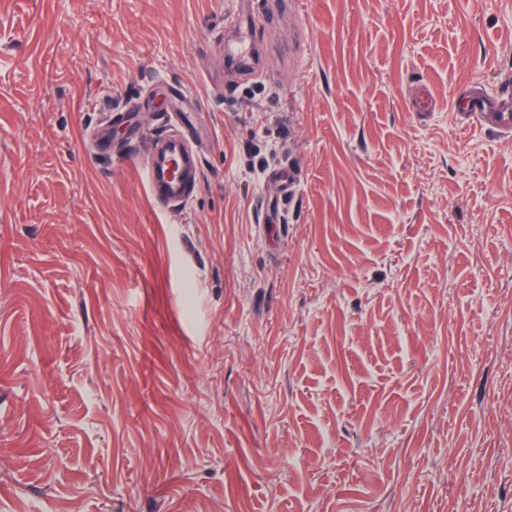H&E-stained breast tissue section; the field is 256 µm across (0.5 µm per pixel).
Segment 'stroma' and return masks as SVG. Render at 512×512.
<instances>
[{"label": "stroma", "instance_id": "obj_1", "mask_svg": "<svg viewBox=\"0 0 512 512\" xmlns=\"http://www.w3.org/2000/svg\"><path fill=\"white\" fill-rule=\"evenodd\" d=\"M252 7L0 0V512H512V0ZM229 29L230 34L218 44V48L224 53L225 74L240 81L251 75L258 49L252 40V25L248 18L242 19L239 15ZM455 110L466 120L489 124L501 131H512V97L507 93L491 98L478 91L457 99ZM145 178L152 197L158 202L183 203L189 197L187 187L196 184L197 156L186 141L177 137L148 139Z\"/></svg>", "mask_w": 512, "mask_h": 512}]
</instances>
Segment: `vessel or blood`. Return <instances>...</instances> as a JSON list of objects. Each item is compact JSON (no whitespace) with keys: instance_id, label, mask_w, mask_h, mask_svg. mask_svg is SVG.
Wrapping results in <instances>:
<instances>
[{"instance_id":"b4317fda","label":"vessel or blood","mask_w":512,"mask_h":512,"mask_svg":"<svg viewBox=\"0 0 512 512\" xmlns=\"http://www.w3.org/2000/svg\"><path fill=\"white\" fill-rule=\"evenodd\" d=\"M230 33L219 44L226 61L227 76L243 80L253 69L257 47L249 20L237 19ZM455 110L465 119L488 124L501 131H512V95L489 97L482 92L457 99ZM199 162L186 141L177 137H153L147 143L145 178L152 197L162 204L182 203L187 188L195 184Z\"/></svg>"}]
</instances>
